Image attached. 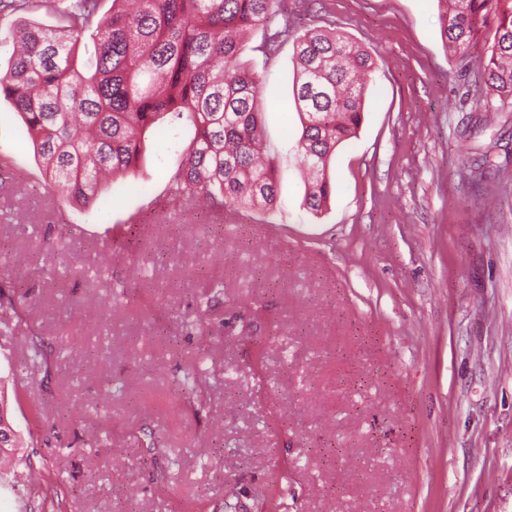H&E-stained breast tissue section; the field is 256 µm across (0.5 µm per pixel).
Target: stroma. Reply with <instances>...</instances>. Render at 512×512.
<instances>
[{
    "mask_svg": "<svg viewBox=\"0 0 512 512\" xmlns=\"http://www.w3.org/2000/svg\"><path fill=\"white\" fill-rule=\"evenodd\" d=\"M378 62L364 122L307 213L291 46L260 76L280 200L167 198L194 137L152 131L86 208L51 189L0 100V512H512V170L463 179L512 112L446 50L437 0H315ZM122 293L112 304L114 293ZM49 338L52 369L30 336ZM201 363V399L180 385Z\"/></svg>",
    "mask_w": 512,
    "mask_h": 512,
    "instance_id": "obj_1",
    "label": "stroma"
}]
</instances>
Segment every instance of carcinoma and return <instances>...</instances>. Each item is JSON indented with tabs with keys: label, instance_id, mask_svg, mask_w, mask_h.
I'll list each match as a JSON object with an SVG mask.
<instances>
[{
	"label": "carcinoma",
	"instance_id": "carcinoma-1",
	"mask_svg": "<svg viewBox=\"0 0 512 512\" xmlns=\"http://www.w3.org/2000/svg\"><path fill=\"white\" fill-rule=\"evenodd\" d=\"M0 0L12 17L15 47L0 73V98L12 103L45 175L70 202L91 203L109 177L138 165L147 134L165 119L187 121L195 137L169 183L174 201L210 208H277L275 158L263 146L259 77L243 55L271 59L293 41L294 99L301 134L293 150L311 175L302 206L320 214L335 192L329 176L338 146L365 118L367 77L376 62L334 28L296 29L288 18L268 25L280 0ZM440 34L466 60L479 29L495 26L481 69L493 95L477 109L512 106V0H438ZM44 6L58 25L30 21ZM498 142L491 141L470 178L483 180ZM31 355L49 367L52 349L35 336Z\"/></svg>",
	"mask_w": 512,
	"mask_h": 512
}]
</instances>
